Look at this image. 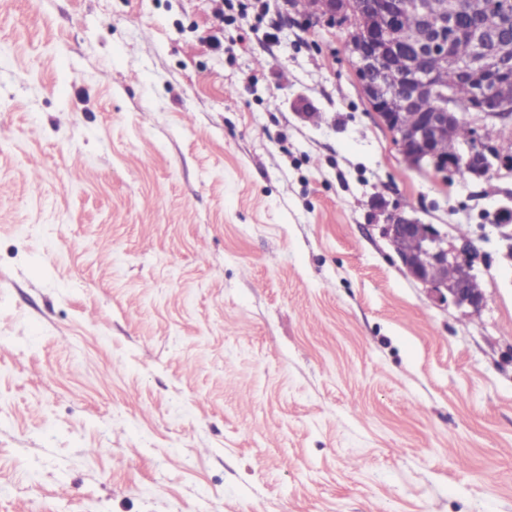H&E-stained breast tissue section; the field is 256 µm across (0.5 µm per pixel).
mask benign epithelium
<instances>
[{
  "mask_svg": "<svg viewBox=\"0 0 512 512\" xmlns=\"http://www.w3.org/2000/svg\"><path fill=\"white\" fill-rule=\"evenodd\" d=\"M286 7L344 30L345 50L368 104L410 166L445 175L455 170V156L443 153L440 145L463 122L469 133L456 156L470 179L486 177L494 162L504 160L479 129L487 121L512 122V43L473 28L468 54L450 49L461 20L480 16L488 0H287ZM406 12L424 24L437 18L440 27L415 44L400 25ZM432 56L439 58L437 69L425 65ZM387 67L398 71L394 85L381 77ZM380 232L435 300H449L473 313L485 307L474 270L475 248L468 239L458 247L436 225L400 213L388 214Z\"/></svg>",
  "mask_w": 512,
  "mask_h": 512,
  "instance_id": "7a95c632",
  "label": "benign epithelium"
}]
</instances>
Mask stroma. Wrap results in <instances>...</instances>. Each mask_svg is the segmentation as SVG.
Wrapping results in <instances>:
<instances>
[{"label":"stroma","instance_id":"35a3bbf8","mask_svg":"<svg viewBox=\"0 0 512 512\" xmlns=\"http://www.w3.org/2000/svg\"><path fill=\"white\" fill-rule=\"evenodd\" d=\"M282 14L0 0V512H512V164L412 169ZM380 232L411 277L428 288L435 300H450L472 313L485 307L486 297L474 270L475 248L468 239L462 238L458 247L435 224L401 213L388 214Z\"/></svg>","mask_w":512,"mask_h":512}]
</instances>
